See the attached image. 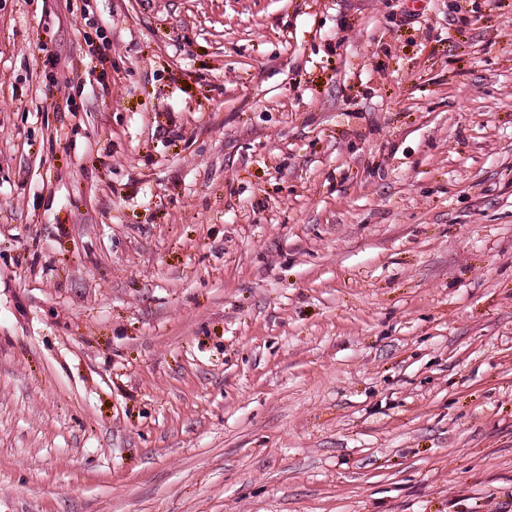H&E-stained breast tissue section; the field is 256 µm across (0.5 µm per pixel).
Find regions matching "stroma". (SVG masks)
I'll return each mask as SVG.
<instances>
[{
    "label": "stroma",
    "instance_id": "35a3bbf8",
    "mask_svg": "<svg viewBox=\"0 0 512 512\" xmlns=\"http://www.w3.org/2000/svg\"><path fill=\"white\" fill-rule=\"evenodd\" d=\"M0 512H512V0H0Z\"/></svg>",
    "mask_w": 512,
    "mask_h": 512
}]
</instances>
